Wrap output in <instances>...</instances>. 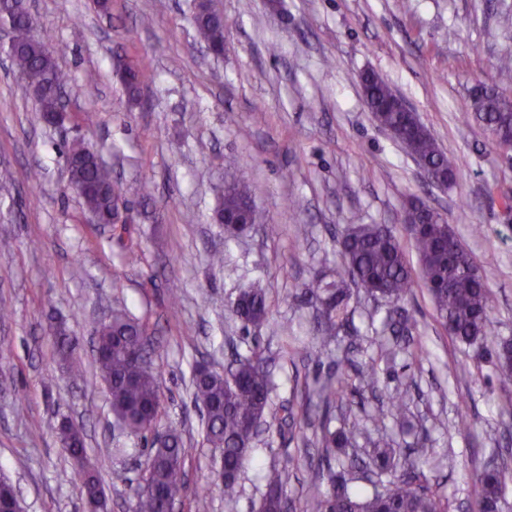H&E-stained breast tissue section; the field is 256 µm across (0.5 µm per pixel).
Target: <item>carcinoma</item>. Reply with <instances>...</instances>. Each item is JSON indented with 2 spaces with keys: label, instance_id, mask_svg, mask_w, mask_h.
<instances>
[{
  "label": "carcinoma",
  "instance_id": "1",
  "mask_svg": "<svg viewBox=\"0 0 512 512\" xmlns=\"http://www.w3.org/2000/svg\"><path fill=\"white\" fill-rule=\"evenodd\" d=\"M193 21L200 43L215 56L224 51V14L208 0V7L195 9ZM37 24L14 17L13 38L9 53L13 65L27 73L41 89L36 102L40 119L58 113L57 91L71 81L69 73L47 54V32H36ZM151 77L148 65L142 61L127 65L122 71L123 83L136 99L140 86ZM364 92L374 119L382 126L400 133L399 143L426 171L447 178L453 183L459 163L441 149L426 127L414 121L411 113L391 105L394 90L377 72L368 73ZM461 108L472 111L490 131L495 145L505 155L512 152V101L493 90H480L463 102ZM66 162L78 175L80 198L99 224L112 223L113 203L124 200L123 193L112 180L110 169L100 156L82 140H74L64 148ZM250 203L245 186L233 178L224 186L223 206L218 213L230 217L240 214ZM406 209L413 231L409 232L418 256V267L407 260L405 245L385 224H354L338 240L339 279L328 281L316 275L304 284L305 293L323 305L317 344L325 347L334 341L336 325L346 319L352 291H363L372 299L384 300L399 307L419 286L429 294L438 318L450 338L472 349V357L481 361L490 356L497 367L498 385L502 392L512 395V342L500 343L489 351L486 345L492 325L491 315L496 298L488 286V276L475 257L464 247L448 222L439 214L429 216L430 207L417 199L409 201ZM243 224L224 225L225 238L231 239L261 223V215L251 208ZM244 327L260 328L268 320L264 288L254 284L239 291L230 306ZM385 326L395 336L411 334L408 319L402 315L388 316ZM150 337L148 326L125 314L112 315V321L96 328V363L105 381L113 416L122 421L124 429L135 436L147 437L150 427L161 414L162 398L158 379L152 365L137 364L130 354ZM55 347L58 361L73 368L74 343L62 327L56 328ZM195 401L202 405L206 419V440L220 454L224 468V497L238 493V474L247 459L253 439L249 423L265 418L270 405L273 383L262 351L255 347L247 356L235 360L226 374L212 370H197L193 379ZM351 392L343 377L327 380L319 398L328 403ZM408 393L403 387L391 398V409L380 419H392L396 428L404 427L402 405ZM366 431V425L352 423L348 430L324 432L320 444L327 454L333 448L355 446L356 435ZM60 438L68 441L67 452L75 461L86 456L85 435L81 427L70 424L59 430ZM186 448L181 436L170 432L162 447L150 449L145 464L156 493L141 492L137 496L136 512H162V493L180 494L185 487L184 458ZM398 449L392 443H378L367 461L348 459L336 479H328L322 488L323 475L316 474L311 493L306 497L303 512H448V498L434 489L422 468L412 462L396 472ZM352 476L390 474L382 488L369 495L355 492L345 474ZM509 472L503 467L481 472L477 481L481 488V512H501L504 489ZM266 493L259 512H282L286 496L287 477L283 470L270 468L264 475ZM83 496L102 488L100 467L94 465L82 477Z\"/></svg>",
  "mask_w": 512,
  "mask_h": 512
}]
</instances>
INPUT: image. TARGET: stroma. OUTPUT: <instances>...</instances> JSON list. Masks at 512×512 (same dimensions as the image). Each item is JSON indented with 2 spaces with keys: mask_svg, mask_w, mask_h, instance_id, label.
<instances>
[{
  "mask_svg": "<svg viewBox=\"0 0 512 512\" xmlns=\"http://www.w3.org/2000/svg\"><path fill=\"white\" fill-rule=\"evenodd\" d=\"M224 54H202L192 0H28L49 48L73 81L66 114L49 125L5 53L0 26V477L24 512H81L78 468L63 448L62 420L83 425L90 463L110 512H133L148 449L109 410L93 350L97 322L115 312L147 322L164 411L161 429L181 432L187 489L176 512H257L264 474L288 475L302 508L316 469V425L281 423L283 403H299L343 373L355 400L333 401L331 429L367 421L372 436H395L424 459L447 495L449 512H479L478 472L512 466V415L493 361L474 362L436 319L423 289L404 305L422 356L379 359L385 303L353 293L350 317L331 346L311 352L318 308L302 292L315 273L335 275L337 241L353 224H384L405 235L407 202L442 213L486 270L496 297L488 348L512 338V223L501 207L512 194V162L460 104L477 83L500 86L497 66L512 59V0H219ZM148 61L154 77L131 105L117 64ZM374 70L417 112L442 148L458 158L452 185L429 183L413 157L374 122L359 76ZM94 82H86V73ZM80 137L120 182L133 218L128 229L91 223L70 189L62 153ZM246 186L260 224L225 240L215 210L230 176ZM153 195L143 200L142 187ZM302 204L289 210V200ZM305 237H298L299 225ZM140 254L128 264L126 248ZM222 263H214V254ZM262 282L269 321L244 328L230 302ZM177 286V302L168 298ZM77 337L72 379L57 362L53 331ZM262 347L274 382L263 432L255 437L227 501L220 456L205 441L193 396L198 367L224 372L233 354ZM376 363V388L357 372ZM408 386L413 430L396 434L376 414Z\"/></svg>",
  "mask_w": 512,
  "mask_h": 512,
  "instance_id": "1",
  "label": "stroma"
}]
</instances>
